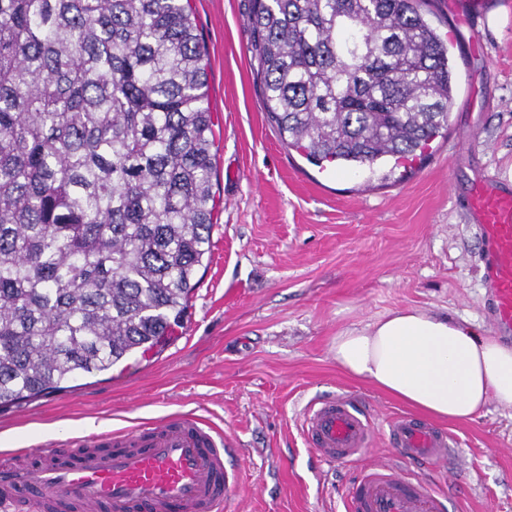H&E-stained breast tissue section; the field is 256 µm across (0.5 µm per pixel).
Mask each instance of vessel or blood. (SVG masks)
Returning a JSON list of instances; mask_svg holds the SVG:
<instances>
[{
    "mask_svg": "<svg viewBox=\"0 0 512 512\" xmlns=\"http://www.w3.org/2000/svg\"><path fill=\"white\" fill-rule=\"evenodd\" d=\"M464 207L485 241L489 314L497 333L512 339V192L481 185ZM302 425L320 460L330 464L365 456L379 428L364 405L341 394L314 402ZM381 428L403 457L420 465L446 463L454 447L446 429L408 413L389 416ZM22 455L0 463V512H236L241 480L224 435L193 414ZM448 509L441 491L391 464L365 468L343 500V512Z\"/></svg>",
    "mask_w": 512,
    "mask_h": 512,
    "instance_id": "b4317fda",
    "label": "vessel or blood"
}]
</instances>
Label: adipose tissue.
Masks as SVG:
<instances>
[{
    "label": "adipose tissue",
    "instance_id": "obj_1",
    "mask_svg": "<svg viewBox=\"0 0 512 512\" xmlns=\"http://www.w3.org/2000/svg\"><path fill=\"white\" fill-rule=\"evenodd\" d=\"M339 369L441 421H467L488 403L512 408V348L465 321L391 311L339 333Z\"/></svg>",
    "mask_w": 512,
    "mask_h": 512
}]
</instances>
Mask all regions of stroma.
<instances>
[{"mask_svg":"<svg viewBox=\"0 0 512 512\" xmlns=\"http://www.w3.org/2000/svg\"><path fill=\"white\" fill-rule=\"evenodd\" d=\"M190 4L207 51L217 209L184 324L161 352L0 410V444L61 443L193 413L235 451L239 512H341L364 464L398 451L380 432L364 459L329 468L303 433L305 404L340 392L381 418L404 405L345 375L334 337L403 308L494 334L483 240L460 202L475 183L512 184V13L457 24L451 0H425L457 65L448 135L406 177L383 181L364 168L319 171L281 140L256 75L251 0ZM445 428L457 441L452 501L512 512V408L492 402Z\"/></svg>","mask_w":512,"mask_h":512,"instance_id":"35a3bbf8","label":"stroma"}]
</instances>
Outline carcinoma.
Instances as JSON below:
<instances>
[{
	"label": "carcinoma",
	"instance_id": "1",
	"mask_svg": "<svg viewBox=\"0 0 512 512\" xmlns=\"http://www.w3.org/2000/svg\"><path fill=\"white\" fill-rule=\"evenodd\" d=\"M265 112L318 166L448 132L422 0H251ZM206 50L189 0H0V409L159 346L210 252Z\"/></svg>",
	"mask_w": 512,
	"mask_h": 512
}]
</instances>
